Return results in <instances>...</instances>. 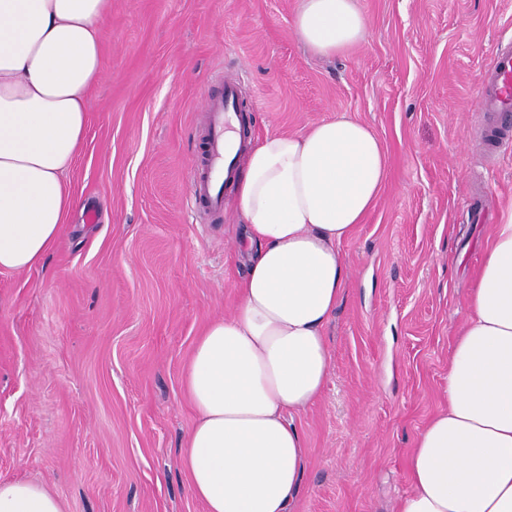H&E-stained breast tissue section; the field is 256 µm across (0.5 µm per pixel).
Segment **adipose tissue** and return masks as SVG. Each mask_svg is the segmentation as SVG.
Segmentation results:
<instances>
[{
	"label": "adipose tissue",
	"instance_id": "ef3b65f1",
	"mask_svg": "<svg viewBox=\"0 0 512 512\" xmlns=\"http://www.w3.org/2000/svg\"><path fill=\"white\" fill-rule=\"evenodd\" d=\"M112 0H0V271L39 265L78 200L66 179L101 80ZM315 54L366 40L357 0H299ZM383 144L347 114L251 143L235 185L248 269L228 317L183 370L198 420L180 451L205 512H293L304 447L292 416L322 395L341 250L388 178ZM448 361V407L415 436L396 512H512V211L494 225ZM0 512H65L47 485L0 480Z\"/></svg>",
	"mask_w": 512,
	"mask_h": 512
}]
</instances>
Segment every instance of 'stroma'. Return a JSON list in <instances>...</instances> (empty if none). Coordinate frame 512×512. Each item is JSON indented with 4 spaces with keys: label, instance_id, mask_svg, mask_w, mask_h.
<instances>
[{
    "label": "stroma",
    "instance_id": "1",
    "mask_svg": "<svg viewBox=\"0 0 512 512\" xmlns=\"http://www.w3.org/2000/svg\"><path fill=\"white\" fill-rule=\"evenodd\" d=\"M366 42L333 58L294 35L297 0H112L102 79L67 179L81 205L41 264L0 271V478L66 512H203L179 463L182 392L202 327L247 271L233 195L190 201L202 104L239 83L252 138L344 112L389 157L342 246L320 399L295 414V512H395L408 458L447 404L448 354L492 224L512 208V141L485 147L478 90L512 43V0H359Z\"/></svg>",
    "mask_w": 512,
    "mask_h": 512
}]
</instances>
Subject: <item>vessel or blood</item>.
<instances>
[{"mask_svg": "<svg viewBox=\"0 0 512 512\" xmlns=\"http://www.w3.org/2000/svg\"><path fill=\"white\" fill-rule=\"evenodd\" d=\"M240 90L235 82L224 84L219 97L204 101L207 125L204 131L206 152L192 171V196L196 204L215 215L224 211V196L236 176L238 154L224 142L229 114L237 112ZM481 111L512 112V46L501 48L481 86Z\"/></svg>", "mask_w": 512, "mask_h": 512, "instance_id": "obj_1", "label": "vessel or blood"}]
</instances>
